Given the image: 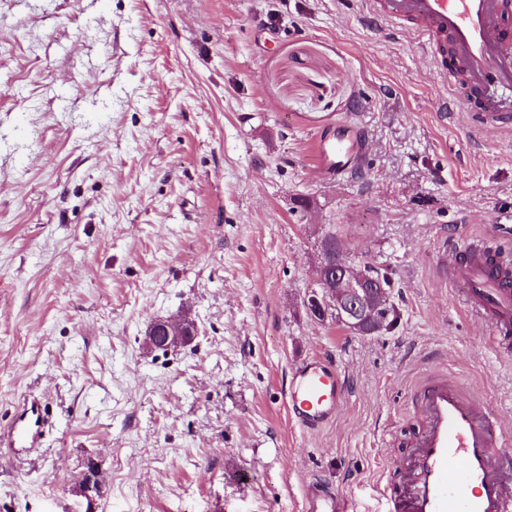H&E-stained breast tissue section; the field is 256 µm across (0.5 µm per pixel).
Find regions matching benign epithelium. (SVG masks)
I'll return each mask as SVG.
<instances>
[{
	"mask_svg": "<svg viewBox=\"0 0 512 512\" xmlns=\"http://www.w3.org/2000/svg\"><path fill=\"white\" fill-rule=\"evenodd\" d=\"M318 276L314 278V287L304 298L306 305L314 306L325 319L337 317L346 326L362 332L364 327L386 314L387 301L381 294L374 295L375 285L361 273L346 277V270L327 253L321 254L316 266ZM194 324L185 317H173L151 323L145 332L144 345L156 349L158 338H163V346L171 349L184 344L194 335ZM105 479L92 458L71 485L72 495L85 502V512H98V500L102 498Z\"/></svg>",
	"mask_w": 512,
	"mask_h": 512,
	"instance_id": "obj_1",
	"label": "benign epithelium"
}]
</instances>
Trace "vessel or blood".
Wrapping results in <instances>:
<instances>
[{"instance_id":"vessel-or-blood-1","label":"vessel or blood","mask_w":512,"mask_h":512,"mask_svg":"<svg viewBox=\"0 0 512 512\" xmlns=\"http://www.w3.org/2000/svg\"><path fill=\"white\" fill-rule=\"evenodd\" d=\"M372 18L410 29L420 40L454 104L490 126L512 124V107L488 95L492 86L512 89V0H369ZM316 151L325 174L344 177L357 168L362 134L340 124L334 136L318 137ZM448 245L456 259L449 280L483 326V343L498 360L512 361V251L481 246L465 237ZM346 397L337 361L314 355L288 374L291 420L315 432L332 423ZM423 429L396 462L399 480L380 493L386 512H512V450L499 438L497 416L466 386L438 370L416 391ZM45 406L24 401L14 412L0 446L16 457L39 448L49 429ZM303 512H348L324 487L307 494Z\"/></svg>"}]
</instances>
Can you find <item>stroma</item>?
<instances>
[{
  "label": "stroma",
  "instance_id": "1",
  "mask_svg": "<svg viewBox=\"0 0 512 512\" xmlns=\"http://www.w3.org/2000/svg\"><path fill=\"white\" fill-rule=\"evenodd\" d=\"M406 27L366 0H0V429L47 407L33 454H0V512H302L321 481L349 512L420 427L438 363L503 419L512 363L442 269L449 235L497 238L512 128L446 108ZM355 122L359 171H318L315 135ZM388 270L390 324L359 336L301 300L320 243ZM192 342L144 347L150 322ZM324 353L348 396L309 433L288 372ZM194 324L185 317H173L152 322L146 329L144 345L155 351L158 338L164 340L163 346L168 349L184 344L189 336H193ZM105 489L103 473L95 459H88L85 468L71 485L72 495L85 502V512H97L98 500L102 498Z\"/></svg>",
  "mask_w": 512,
  "mask_h": 512
}]
</instances>
